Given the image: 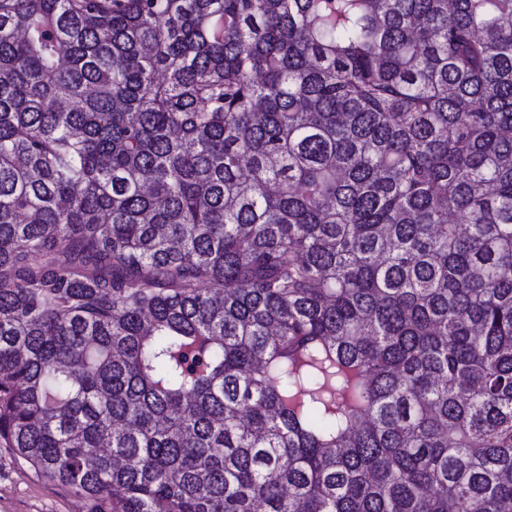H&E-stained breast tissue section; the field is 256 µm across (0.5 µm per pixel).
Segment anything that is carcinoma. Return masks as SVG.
Returning a JSON list of instances; mask_svg holds the SVG:
<instances>
[{"instance_id":"obj_1","label":"carcinoma","mask_w":512,"mask_h":512,"mask_svg":"<svg viewBox=\"0 0 512 512\" xmlns=\"http://www.w3.org/2000/svg\"><path fill=\"white\" fill-rule=\"evenodd\" d=\"M0 446L88 512H512V0H0Z\"/></svg>"}]
</instances>
